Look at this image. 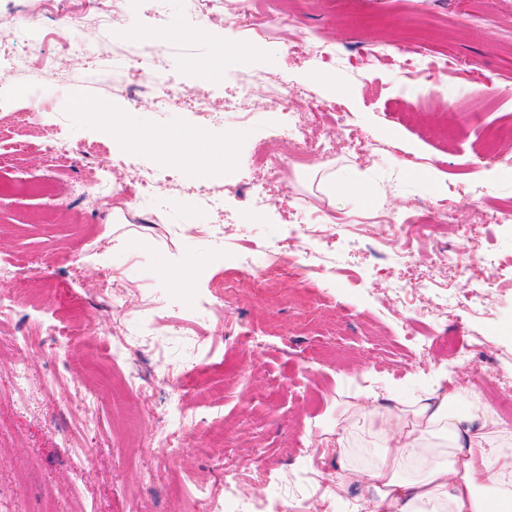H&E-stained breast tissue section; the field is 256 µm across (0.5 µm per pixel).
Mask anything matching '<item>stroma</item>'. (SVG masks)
Returning a JSON list of instances; mask_svg holds the SVG:
<instances>
[{"label": "stroma", "instance_id": "35a3bbf8", "mask_svg": "<svg viewBox=\"0 0 512 512\" xmlns=\"http://www.w3.org/2000/svg\"><path fill=\"white\" fill-rule=\"evenodd\" d=\"M255 2L257 25L236 26L222 0H165L159 18L152 0H125L123 17L79 31L96 53L78 82L50 65L58 46L47 31L58 17L45 14L41 0H0V49L41 63L33 76L0 71V180L47 179V137L72 147L63 161L70 192L0 195V266H25L16 279L0 278V290L18 285L30 300L0 325V512H183L177 485L196 475L218 480L226 465L239 475L241 496L254 492V467L272 470L266 492L280 512H292L283 476H294L307 495L326 491L339 470L336 437L322 434V425L341 423L350 402L369 409L375 397L389 396L408 408L457 389L462 401L490 405L512 382V223L477 225L469 239L458 230L476 209L512 205V165L502 163L512 158V141L491 151L485 143L487 129L512 124V0ZM310 38L331 55L297 51ZM221 44L240 55L218 56ZM116 51L156 57L177 84L215 97L211 117L162 111L115 91ZM253 73L266 81L253 89L255 120L244 128L226 103L238 76ZM329 76L340 93H331ZM281 80L292 91L286 107L269 92ZM341 111L358 132V149L346 145ZM286 123L313 131L337 153L290 165L268 185L270 205L255 210L245 193L262 171L251 157L290 155L280 132ZM124 126L152 137L129 143ZM184 132L223 143L228 161L189 176L168 152ZM134 167L162 175L155 192L167 208L166 228L150 229L145 210L99 208L98 196L126 182ZM331 173L363 181L368 196L332 195ZM95 174V194L85 193ZM213 191L221 208L205 201ZM443 201L453 221L407 248L440 250L457 265L482 269L496 287L479 313L433 321L421 309L465 299L472 280L457 265L406 266L378 248L393 236L385 213L421 217ZM304 224L326 232L313 251H342L346 241L352 250L309 286L287 279L212 306V291L239 258L262 265ZM105 268L164 301L171 315L202 328L224 321V343L206 357L209 381L183 396L205 422L186 430L189 447L171 459L170 482L160 488L144 483L141 465L161 453L155 435L170 421L169 388L143 413L113 391L109 365L89 347L110 339L111 307L87 300ZM405 281L416 300L402 313L392 290ZM39 318L49 326L44 347L23 345L17 331ZM55 326L74 329L76 341L56 344ZM422 347L427 356H418ZM22 365L33 389L26 401L16 388Z\"/></svg>", "mask_w": 512, "mask_h": 512}]
</instances>
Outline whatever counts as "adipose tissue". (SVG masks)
Instances as JSON below:
<instances>
[{"label": "adipose tissue", "instance_id": "ef3b65f1", "mask_svg": "<svg viewBox=\"0 0 512 512\" xmlns=\"http://www.w3.org/2000/svg\"><path fill=\"white\" fill-rule=\"evenodd\" d=\"M458 399L453 390L434 406H353L352 418L377 426L385 446L366 470L349 463L345 433L336 436L341 481L366 479L376 491L366 512H512V432L485 404L459 410ZM440 439L443 456L434 451Z\"/></svg>", "mask_w": 512, "mask_h": 512}]
</instances>
